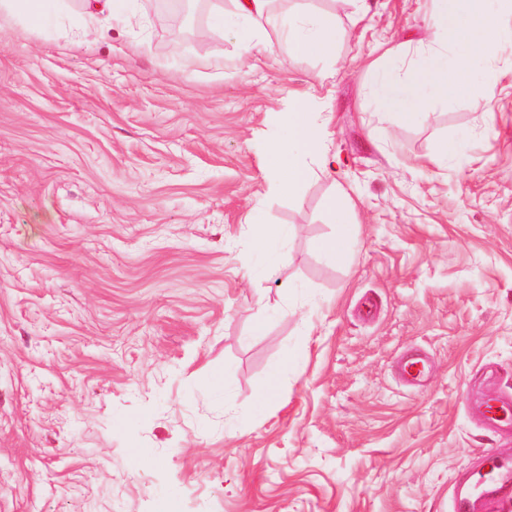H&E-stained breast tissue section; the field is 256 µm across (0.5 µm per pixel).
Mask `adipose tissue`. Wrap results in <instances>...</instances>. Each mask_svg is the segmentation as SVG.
Listing matches in <instances>:
<instances>
[{
	"instance_id": "adipose-tissue-1",
	"label": "adipose tissue",
	"mask_w": 512,
	"mask_h": 512,
	"mask_svg": "<svg viewBox=\"0 0 512 512\" xmlns=\"http://www.w3.org/2000/svg\"><path fill=\"white\" fill-rule=\"evenodd\" d=\"M271 0H233L230 14H216L215 25L224 28L234 24L245 42H252L264 26H275L289 55L298 58L333 56L339 29L335 21L322 16L297 14L276 15L270 10ZM436 9L428 27L439 51L428 59L425 70L412 73L404 81L388 73H380L377 95L385 104L400 111V121H410L423 100L424 88L449 98H459L472 90L473 66L499 56L505 48L500 22L512 17V0H435ZM66 6V0H0V15L17 17L36 29L50 27ZM453 52H445V45ZM278 127V137L269 144L263 174L270 192L292 193L305 184L310 168L302 155L317 153L325 129L311 94L289 92L287 108L269 116ZM331 221L336 226L332 238L320 244L321 250L336 262H344L352 246L353 226L344 206L337 200L327 204Z\"/></svg>"
}]
</instances>
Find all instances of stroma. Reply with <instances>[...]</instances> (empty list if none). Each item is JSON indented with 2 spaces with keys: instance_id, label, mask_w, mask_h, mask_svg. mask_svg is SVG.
<instances>
[{
  "instance_id": "stroma-1",
  "label": "stroma",
  "mask_w": 512,
  "mask_h": 512,
  "mask_svg": "<svg viewBox=\"0 0 512 512\" xmlns=\"http://www.w3.org/2000/svg\"><path fill=\"white\" fill-rule=\"evenodd\" d=\"M202 2L129 0L88 41L80 0L49 29L0 16V512H453L457 481L512 456L468 397L512 390V49L402 123L375 83L425 68L432 0H273L335 19L330 59L272 26L244 48L213 26L231 0ZM291 90L340 163L306 157L288 196L262 158ZM334 197L344 265L318 248ZM256 206L289 229L275 270ZM245 224L255 225L254 238L256 245L262 251H267L274 240L288 235V228L285 226L270 227L269 225L262 224L255 211L247 216Z\"/></svg>"
}]
</instances>
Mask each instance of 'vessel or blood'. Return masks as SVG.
Wrapping results in <instances>:
<instances>
[{
  "label": "vessel or blood",
  "instance_id": "obj_1",
  "mask_svg": "<svg viewBox=\"0 0 512 512\" xmlns=\"http://www.w3.org/2000/svg\"><path fill=\"white\" fill-rule=\"evenodd\" d=\"M484 419L497 433H512V394L500 392L481 401ZM457 512H493L512 500V458L495 454L486 458L485 469L474 474L471 488L454 494Z\"/></svg>",
  "mask_w": 512,
  "mask_h": 512
}]
</instances>
